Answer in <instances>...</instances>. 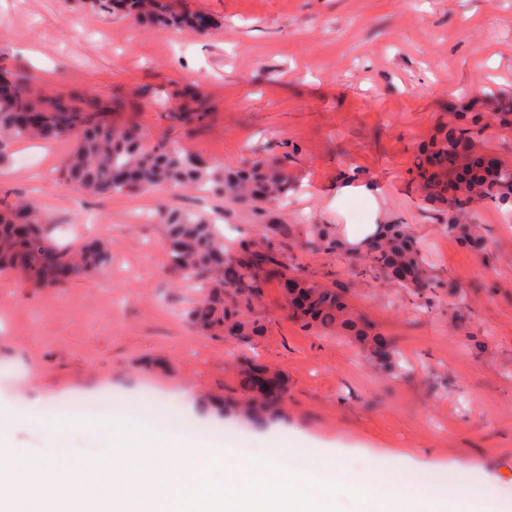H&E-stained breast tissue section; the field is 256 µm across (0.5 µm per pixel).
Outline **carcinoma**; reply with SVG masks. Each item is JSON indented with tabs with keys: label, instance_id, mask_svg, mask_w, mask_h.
I'll list each match as a JSON object with an SVG mask.
<instances>
[{
	"label": "carcinoma",
	"instance_id": "cac0c4a2",
	"mask_svg": "<svg viewBox=\"0 0 512 512\" xmlns=\"http://www.w3.org/2000/svg\"><path fill=\"white\" fill-rule=\"evenodd\" d=\"M88 5L105 16L116 12L141 16L162 29H203L201 13L176 12L166 0H88ZM183 97L196 107L180 113L181 119L203 121L207 113L196 90L185 91ZM128 107L137 105L116 97L110 103L70 95L40 97L23 76L14 74L0 82V159L18 140L51 142L74 136L75 148L62 163V180L86 193L192 186L230 197L261 220L268 205L287 196L288 176L278 161L244 158L228 170L186 152L175 141L147 146L139 125L119 126L112 121V113ZM477 121L470 112L457 114V124L442 126L415 161V181L424 200L449 207L452 215L443 229L464 246L483 241L476 225L457 219L471 204L488 200L512 206V165L498 159L495 167L484 166L488 154L479 151L474 140ZM156 219L166 229L172 268L195 279L203 290V297L188 311L200 329L222 333L241 344L264 335L266 325L255 315L256 306L263 288L276 281L290 317L301 327L351 336L378 359L379 368L393 369L392 345L367 317L352 311L346 289L316 281L284 261L283 246L297 238L298 245L311 251L345 250L325 226L307 224L298 232L292 224H266L260 237L243 238L226 248L204 216L164 208ZM44 223V215L27 203L0 214V271H15L35 286L50 288L94 276L109 264L105 242L90 241L73 252L49 242L42 231ZM359 254L360 268L400 285L413 297L440 287L421 245L404 224L378 225ZM242 375L244 394L224 400L217 412L257 426L280 418L288 395L284 375L256 365L243 366Z\"/></svg>",
	"mask_w": 512,
	"mask_h": 512
}]
</instances>
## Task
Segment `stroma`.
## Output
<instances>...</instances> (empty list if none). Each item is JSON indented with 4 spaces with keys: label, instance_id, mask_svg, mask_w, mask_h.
Wrapping results in <instances>:
<instances>
[{
    "label": "stroma",
    "instance_id": "stroma-1",
    "mask_svg": "<svg viewBox=\"0 0 512 512\" xmlns=\"http://www.w3.org/2000/svg\"><path fill=\"white\" fill-rule=\"evenodd\" d=\"M170 2L211 26L159 29L84 0H0V69L21 71L38 94L137 101L139 110L113 120L137 123L151 143L174 140L228 167L245 156L280 159L293 189L287 205H269L271 220L323 224L343 238L372 222L408 225L444 286L414 298L353 276L350 254L290 244L288 263L348 287L355 311L397 349L396 370L378 369L349 337L302 329L273 285L257 309L266 336L238 345L191 325L186 313L201 292L172 271L164 226L128 217L164 205L217 216L230 243L259 234L250 211L194 190L77 193L56 176L74 138L15 142L0 162V206L28 201L50 238L74 249L103 237L112 262L54 288L0 273V409L15 416L0 445L49 462L100 455L110 428L83 425L60 440V402L108 397L115 416L143 428L175 403L168 427L230 462L231 437L257 448L290 442L297 458L334 460L339 480L414 466L441 497L462 467L469 498L512 512V222L491 203L474 205L484 243L466 248L443 231L447 209L425 203L411 173L419 148L459 112L482 113L479 148L512 162V129L495 118L512 103V0ZM187 86L204 95L202 124L173 117ZM36 168L55 173L41 189L29 178ZM354 177L375 184L373 204L340 200ZM243 358L288 379L274 423L199 406L238 393Z\"/></svg>",
    "mask_w": 512,
    "mask_h": 512
}]
</instances>
